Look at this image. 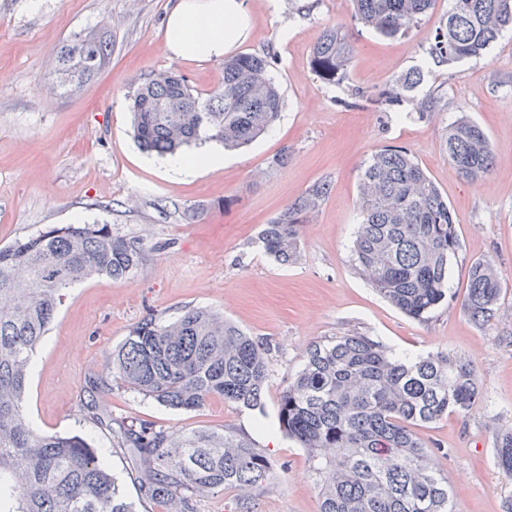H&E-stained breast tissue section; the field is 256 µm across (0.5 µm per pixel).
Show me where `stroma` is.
<instances>
[{"label": "stroma", "instance_id": "stroma-1", "mask_svg": "<svg viewBox=\"0 0 512 512\" xmlns=\"http://www.w3.org/2000/svg\"><path fill=\"white\" fill-rule=\"evenodd\" d=\"M170 4L0 0V247L53 225L93 223L147 236L151 245L130 279L94 278L68 291L35 355L28 393L33 428L92 437L138 512H163L139 502L124 454L84 419L81 405L88 382L103 376L147 312L170 319L189 308L220 311L272 348L262 410L219 397L193 411L174 410L117 383L98 408L161 428L254 440L275 462L256 512H319L306 450L269 435L276 433L287 376L300 368L308 346L354 331L396 354L442 350L474 361L482 399L467 415L418 433L440 448L435 462L448 478L454 512H503L512 477L493 455L495 428L512 425V37L481 57L439 67L427 49L449 0H437L429 16L397 37L359 23L352 0H242L248 29L235 50L272 55L280 117L248 147L225 152L223 166L179 178L131 138L129 86L143 74L173 69L206 92L222 80L224 61L169 56L163 23ZM98 24L112 43L105 67L74 95L49 91L53 50ZM329 28L351 48L347 69L332 82L313 64L314 47ZM412 71L423 74L418 94L439 99L437 112L419 117L408 97L382 110L373 105ZM464 119L483 128L496 155L490 175L477 183L460 177L441 147L448 128ZM385 146L415 156L456 221L459 248L448 269L453 301L423 321L389 304L352 262L358 171ZM283 150L287 165L273 167ZM318 182L327 184L328 195L302 219L300 256L279 265L253 241ZM193 206L206 208L205 220L186 221L184 211ZM477 261L495 265L503 280L499 313L484 326L461 307Z\"/></svg>", "mask_w": 512, "mask_h": 512}]
</instances>
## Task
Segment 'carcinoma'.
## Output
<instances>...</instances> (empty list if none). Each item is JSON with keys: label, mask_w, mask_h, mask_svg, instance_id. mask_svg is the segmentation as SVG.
Listing matches in <instances>:
<instances>
[{"label": "carcinoma", "mask_w": 512, "mask_h": 512, "mask_svg": "<svg viewBox=\"0 0 512 512\" xmlns=\"http://www.w3.org/2000/svg\"><path fill=\"white\" fill-rule=\"evenodd\" d=\"M435 0H353L355 17L385 37L407 33ZM512 31V0H451L428 57L451 67L479 57ZM112 52L110 40L89 31L54 52L53 89L70 96L91 81ZM351 58L336 29L314 48L319 75L332 82ZM267 53L224 59V77L202 93L173 69L134 80L128 92L134 139L158 156L206 142L226 150L249 145L275 122L283 105ZM409 73L382 93L391 105L416 88ZM448 159L468 181L485 178L494 151L484 130L460 121L448 128ZM327 194L317 183L287 205L257 238L276 262L298 259L301 217L319 210ZM359 222L352 244L355 269L406 316L425 320L448 303V261L458 247L448 202L408 151L385 147L359 174ZM152 250L110 224L51 226L36 237L0 248V512H135L117 476L80 434L36 431L28 388L34 355L65 292L88 279H128ZM498 272L472 265L462 305L484 326L497 315ZM270 347L224 314L192 308L174 319L153 313L129 331L108 367L121 385L176 410L207 399L249 410L263 406L271 375ZM482 396L473 362L450 351L414 360L399 357L361 333L311 344L288 376L278 403L279 430L308 451L319 512H452L448 477L414 430L468 413ZM87 417L124 450L140 498L164 512H198L200 498L233 489L240 512L274 469L271 458L231 432L162 429L126 421L85 405ZM495 464L512 475V426L495 429Z\"/></svg>", "instance_id": "cac0c4a2"}]
</instances>
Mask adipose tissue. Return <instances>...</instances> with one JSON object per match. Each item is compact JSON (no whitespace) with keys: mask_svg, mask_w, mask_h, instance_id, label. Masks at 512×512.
<instances>
[{"mask_svg":"<svg viewBox=\"0 0 512 512\" xmlns=\"http://www.w3.org/2000/svg\"><path fill=\"white\" fill-rule=\"evenodd\" d=\"M240 0H174L163 32L166 51L175 57H223L242 34Z\"/></svg>","mask_w":512,"mask_h":512,"instance_id":"1","label":"adipose tissue"}]
</instances>
